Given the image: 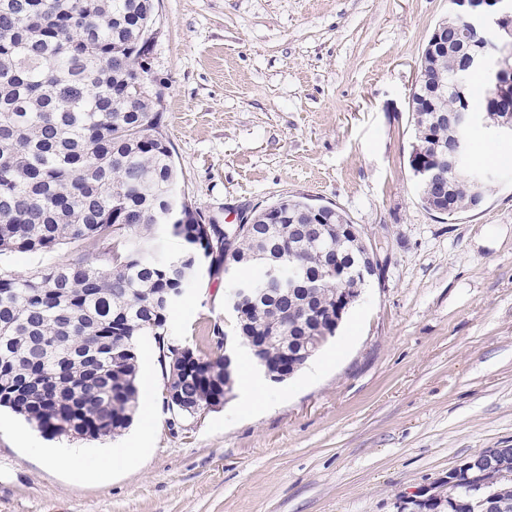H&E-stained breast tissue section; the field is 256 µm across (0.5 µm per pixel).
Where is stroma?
<instances>
[{"mask_svg": "<svg viewBox=\"0 0 512 512\" xmlns=\"http://www.w3.org/2000/svg\"><path fill=\"white\" fill-rule=\"evenodd\" d=\"M450 0H155L150 62L181 193L220 223L281 197L345 211L381 271L294 376L179 425L152 337L135 415L105 440L51 438L0 410V512H397L490 448H512V139L473 162L496 179L457 220L425 209L408 157L414 71ZM0 254L25 276L71 261ZM223 272L169 314L172 335L225 331ZM136 449L97 470L108 451ZM71 459L56 467L48 452Z\"/></svg>", "mask_w": 512, "mask_h": 512, "instance_id": "obj_1", "label": "stroma"}]
</instances>
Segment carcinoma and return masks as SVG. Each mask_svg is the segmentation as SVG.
Here are the masks:
<instances>
[{
  "mask_svg": "<svg viewBox=\"0 0 512 512\" xmlns=\"http://www.w3.org/2000/svg\"><path fill=\"white\" fill-rule=\"evenodd\" d=\"M153 0H0V252L50 253L61 245L77 252L71 262L27 276L0 272V408L21 415L38 430L95 440L120 434L138 409L137 341L156 347L179 344L198 363L162 367L182 404L169 405L187 420L202 407L224 405V354L213 358L168 331L172 305L193 283L173 273L160 254L154 217L181 196L170 142L159 132L161 98L133 92L130 72L143 67L153 31ZM419 64L427 78L411 90L414 139L408 162L423 207L454 220L477 208L489 183H475L465 163L448 175L451 192L437 206L417 161L437 164L448 127L438 115L463 102L478 110L494 91L481 72L457 67L452 55ZM269 208L277 217L232 227L229 249L209 253L205 214L187 203L167 223L182 242L185 267L239 273L288 264V255L320 278L299 293L271 297L262 280L245 312L234 310L240 339L263 336L255 364L268 377L290 363L299 370L312 355L306 334L332 338L346 306L367 285L363 277L341 280L326 265L330 252L350 254L361 265L358 237L336 233L352 226L348 215L306 196H286ZM294 224H319L321 234L295 240ZM292 309L308 333L284 323ZM437 494L401 512H512V448L500 470L463 471Z\"/></svg>",
  "mask_w": 512,
  "mask_h": 512,
  "instance_id": "1",
  "label": "carcinoma"
}]
</instances>
